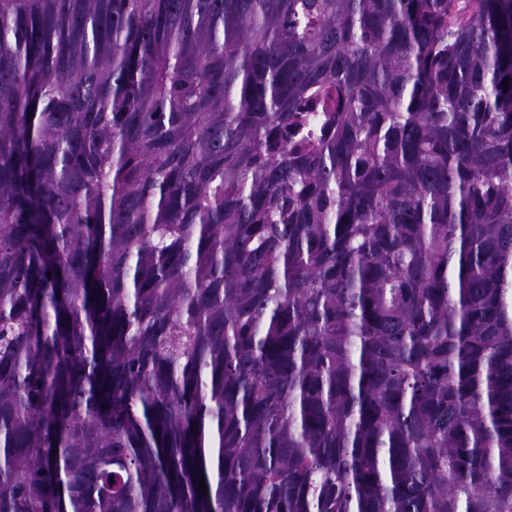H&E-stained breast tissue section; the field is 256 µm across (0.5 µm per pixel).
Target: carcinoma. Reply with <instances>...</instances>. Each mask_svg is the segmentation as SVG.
<instances>
[{"instance_id": "obj_1", "label": "carcinoma", "mask_w": 512, "mask_h": 512, "mask_svg": "<svg viewBox=\"0 0 512 512\" xmlns=\"http://www.w3.org/2000/svg\"><path fill=\"white\" fill-rule=\"evenodd\" d=\"M0 512H512V0H0Z\"/></svg>"}]
</instances>
